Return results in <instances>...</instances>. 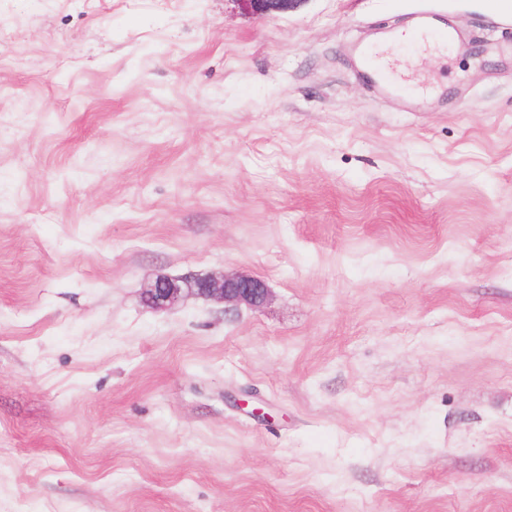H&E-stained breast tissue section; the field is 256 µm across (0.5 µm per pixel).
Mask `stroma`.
<instances>
[{
  "instance_id": "35a3bbf8",
  "label": "stroma",
  "mask_w": 512,
  "mask_h": 512,
  "mask_svg": "<svg viewBox=\"0 0 512 512\" xmlns=\"http://www.w3.org/2000/svg\"><path fill=\"white\" fill-rule=\"evenodd\" d=\"M0 512H512V2L0 0ZM187 295L222 302L224 309L226 305L260 309L267 302L269 292L261 280L227 274L220 277L159 275L143 291L144 301L156 309L169 308Z\"/></svg>"
}]
</instances>
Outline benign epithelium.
<instances>
[{
    "label": "benign epithelium",
    "instance_id": "obj_1",
    "mask_svg": "<svg viewBox=\"0 0 512 512\" xmlns=\"http://www.w3.org/2000/svg\"><path fill=\"white\" fill-rule=\"evenodd\" d=\"M295 2L297 0H250L260 15L271 10L289 9ZM187 295L204 301L222 302L227 306L246 305L259 309L267 302L269 292L258 279L227 274L220 277L159 275L143 291L144 301L156 309L169 308Z\"/></svg>",
    "mask_w": 512,
    "mask_h": 512
}]
</instances>
